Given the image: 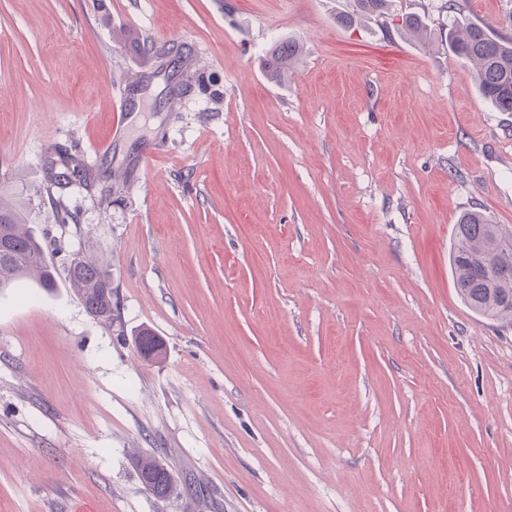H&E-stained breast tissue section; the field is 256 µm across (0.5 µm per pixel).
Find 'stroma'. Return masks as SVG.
<instances>
[{"mask_svg": "<svg viewBox=\"0 0 512 512\" xmlns=\"http://www.w3.org/2000/svg\"><path fill=\"white\" fill-rule=\"evenodd\" d=\"M444 3L348 26L353 0H0V193L55 271L0 289V512H512V327L449 264L461 212L512 226V112ZM456 3L512 37V0ZM151 44L201 65L169 109ZM78 255L112 266V324ZM299 51V44L290 40L276 44L272 48L271 55L275 64H273L271 72L274 77L281 78V76H284L288 72V63L297 56ZM68 277L82 296L87 312L94 318L112 323L111 273L96 261L75 258ZM137 471L139 478L150 475L152 494L159 498H166L172 492V475L166 467L159 466L158 461L152 457L139 459L137 462Z\"/></svg>", "mask_w": 512, "mask_h": 512, "instance_id": "1", "label": "stroma"}]
</instances>
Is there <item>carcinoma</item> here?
<instances>
[{"instance_id": "1", "label": "carcinoma", "mask_w": 512, "mask_h": 512, "mask_svg": "<svg viewBox=\"0 0 512 512\" xmlns=\"http://www.w3.org/2000/svg\"><path fill=\"white\" fill-rule=\"evenodd\" d=\"M356 11L382 16L389 0H354ZM448 34L452 53L475 65L480 92L500 112H512V37L491 32L482 24L452 20ZM294 41H283L271 50L272 73L278 78L288 72L299 53ZM0 241L11 252L0 258V285L34 275L41 287L51 288L55 278L43 257V247L25 224V214L0 198ZM494 256L498 270L488 275L485 259ZM451 266L458 292L478 316L512 325V232L503 231L484 212L470 210L461 214L456 224ZM68 277L82 296L87 312L103 322H112V280L108 269L96 261L74 259ZM161 347L150 330L138 333L137 349L144 357ZM138 476H150L152 494L166 498L172 492V475L152 457L137 462Z\"/></svg>"}]
</instances>
